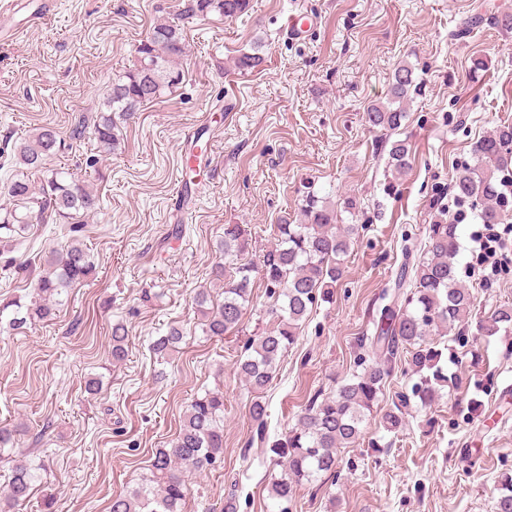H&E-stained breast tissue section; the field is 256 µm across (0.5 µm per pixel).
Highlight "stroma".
<instances>
[{"label":"stroma","instance_id":"obj_1","mask_svg":"<svg viewBox=\"0 0 512 512\" xmlns=\"http://www.w3.org/2000/svg\"><path fill=\"white\" fill-rule=\"evenodd\" d=\"M301 8L320 23L294 42L281 24ZM504 12L512 0H250L233 19L186 20L181 83L120 122L111 153L90 136L70 141V131L79 117L96 116L154 23L176 19L179 0H57L45 23L0 43V146L54 127L65 145L50 167L69 170L101 199L82 231L95 278L72 289L56 320L0 333V425L18 429L15 447L0 452V486L18 463L46 466L19 512H42L50 492L55 512H108L112 496L146 475L155 449L175 438L191 400L214 389L224 392V458L188 475L184 512H222L229 497L237 512H493L498 482L512 474V333L483 336L476 323L512 303V253L490 287L471 278L468 254L459 253L476 323L433 337L448 381L431 404L411 400L403 430L383 428V410L419 381L397 363L362 437L339 449L337 474L298 486L283 507L267 485L280 471L270 441L317 392L371 363L358 339L373 335L385 296L443 219L457 163L512 124V31L490 22ZM477 16L481 24L471 26ZM256 43L264 63L238 72L235 59ZM476 58L486 66L475 72ZM404 62L421 91L399 130L371 128L366 112ZM397 139L411 149L400 176L386 166V145ZM309 191L337 202L355 195L359 231L344 278L281 357L260 429L236 363L249 337L273 327L272 298L255 279L239 331L216 340L203 335L193 297L204 289L224 300L210 272L225 225L245 229L239 262L260 265L277 225L297 223ZM69 241L67 225H34L13 245L12 266L0 267V300L30 297L26 265ZM117 322L129 342L115 363ZM172 325L185 341L157 358L149 344ZM94 374L103 388L91 395L84 384Z\"/></svg>","mask_w":512,"mask_h":512}]
</instances>
